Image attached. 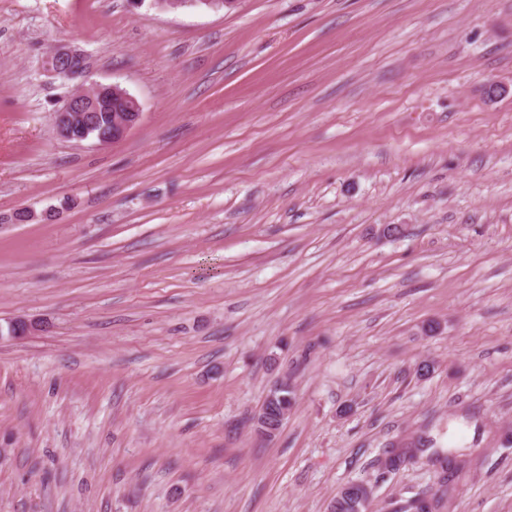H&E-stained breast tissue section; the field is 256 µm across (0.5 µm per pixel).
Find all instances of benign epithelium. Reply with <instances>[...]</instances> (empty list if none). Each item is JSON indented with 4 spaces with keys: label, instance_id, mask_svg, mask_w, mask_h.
<instances>
[{
    "label": "benign epithelium",
    "instance_id": "1",
    "mask_svg": "<svg viewBox=\"0 0 512 512\" xmlns=\"http://www.w3.org/2000/svg\"><path fill=\"white\" fill-rule=\"evenodd\" d=\"M85 56L77 50L59 45L45 58V68L55 75L75 78L85 72ZM104 110L109 113L107 128L95 135L88 132L97 126L92 113ZM138 101L116 84H95L80 87L71 93L53 113L56 136L68 142H81L89 138L100 145H114L141 120Z\"/></svg>",
    "mask_w": 512,
    "mask_h": 512
}]
</instances>
